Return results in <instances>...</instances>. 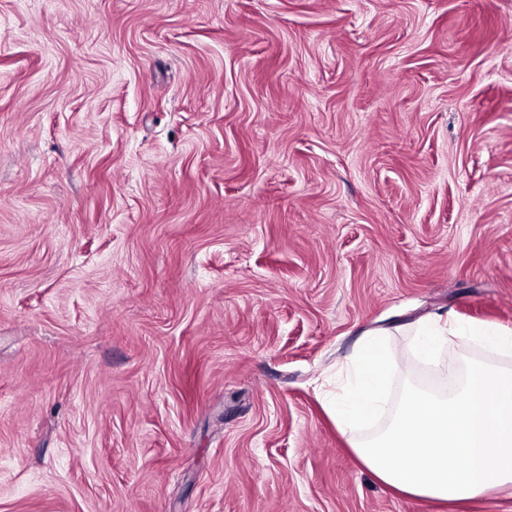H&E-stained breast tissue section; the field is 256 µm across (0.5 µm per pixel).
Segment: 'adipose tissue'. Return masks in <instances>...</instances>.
<instances>
[{"mask_svg":"<svg viewBox=\"0 0 512 512\" xmlns=\"http://www.w3.org/2000/svg\"><path fill=\"white\" fill-rule=\"evenodd\" d=\"M452 335L502 356L512 354L511 331L436 319L416 325V350L433 358ZM394 365L382 331H365L343 379L336 382L331 408L340 429H356L382 410ZM352 451L382 484L410 497L447 504L512 496V370L476 359L449 382L447 392L407 390L388 425Z\"/></svg>","mask_w":512,"mask_h":512,"instance_id":"adipose-tissue-1","label":"adipose tissue"}]
</instances>
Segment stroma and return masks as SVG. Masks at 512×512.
Instances as JSON below:
<instances>
[{
    "mask_svg": "<svg viewBox=\"0 0 512 512\" xmlns=\"http://www.w3.org/2000/svg\"><path fill=\"white\" fill-rule=\"evenodd\" d=\"M435 313L512 329V0H0V512H512L325 407Z\"/></svg>",
    "mask_w": 512,
    "mask_h": 512,
    "instance_id": "obj_1",
    "label": "stroma"
}]
</instances>
